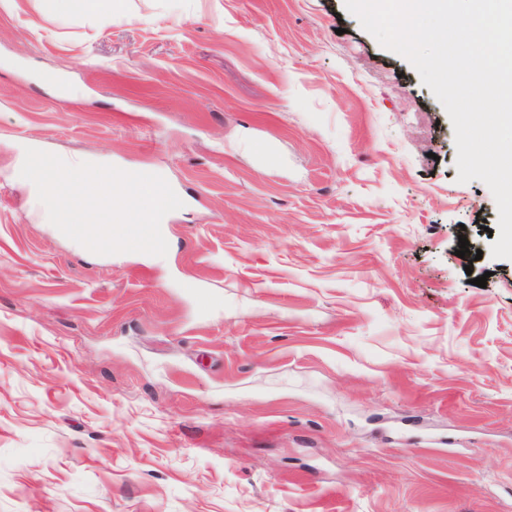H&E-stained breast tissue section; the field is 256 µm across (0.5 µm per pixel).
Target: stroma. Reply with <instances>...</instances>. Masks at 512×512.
I'll use <instances>...</instances> for the list:
<instances>
[{
    "label": "stroma",
    "instance_id": "stroma-1",
    "mask_svg": "<svg viewBox=\"0 0 512 512\" xmlns=\"http://www.w3.org/2000/svg\"><path fill=\"white\" fill-rule=\"evenodd\" d=\"M32 144L164 177L166 256L45 223ZM456 158L344 0L0 8V512H512V260ZM126 0H38L42 14L53 17L60 23L88 15L111 23L112 16L126 9Z\"/></svg>",
    "mask_w": 512,
    "mask_h": 512
}]
</instances>
